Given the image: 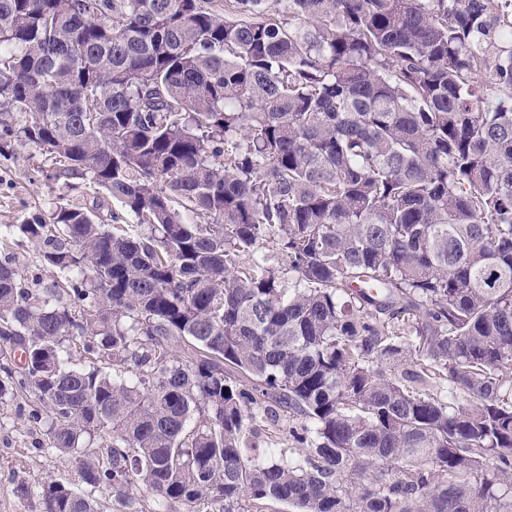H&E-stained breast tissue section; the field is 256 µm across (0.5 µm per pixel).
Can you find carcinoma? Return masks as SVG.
<instances>
[{"mask_svg": "<svg viewBox=\"0 0 512 512\" xmlns=\"http://www.w3.org/2000/svg\"><path fill=\"white\" fill-rule=\"evenodd\" d=\"M19 148L119 206L0 226V396L79 483L119 512H512V0H0ZM16 261L29 285L53 278V270L39 261L35 249L31 246L20 250L16 255Z\"/></svg>", "mask_w": 512, "mask_h": 512, "instance_id": "obj_1", "label": "carcinoma"}]
</instances>
